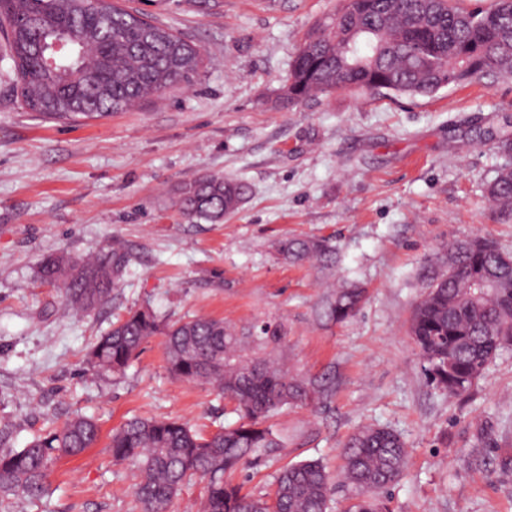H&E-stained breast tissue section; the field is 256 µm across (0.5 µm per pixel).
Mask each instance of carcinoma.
<instances>
[{
	"label": "carcinoma",
	"instance_id": "carcinoma-1",
	"mask_svg": "<svg viewBox=\"0 0 512 512\" xmlns=\"http://www.w3.org/2000/svg\"><path fill=\"white\" fill-rule=\"evenodd\" d=\"M61 34L69 35V51L53 63V41ZM0 41L25 108L66 122L124 112L175 84L188 85L203 64L201 51L182 34L117 0L103 7L96 0H0ZM484 75L512 77V0L485 8L458 0H340L299 48L281 103L338 91L431 96ZM493 135L499 149L512 152L511 129H473L477 140ZM248 194L242 181L205 175L180 188L177 205L191 220L220 223ZM486 196L495 213L512 217L511 165L498 169ZM277 250L292 263L335 262L327 238H285ZM127 262L128 252L114 244L87 258L61 252L44 259L39 277L59 288L68 306L92 313L111 300ZM440 269L412 308L408 334L433 383L461 396L512 345L505 341L512 337V253L491 239L467 237L448 243ZM363 300V289L343 287L329 302V316L351 318ZM152 336L164 337L174 376L212 385L236 403L240 418L207 436L178 419L134 417L113 430L112 461L138 471L140 512H169L192 476L207 479L202 512H330L335 477L357 494L348 512H391L386 491L401 476L407 451L401 436L384 427L366 426L348 437L335 477L318 459L299 461L283 468L262 498L224 479L251 456L281 445L265 425L273 413L312 399L305 382L245 352L251 343L278 344L282 328L263 325L255 336H240L222 319L167 323L144 307L90 345L87 370L124 371ZM99 436L93 418L77 416L19 450L0 449V496L43 497L57 460L81 455Z\"/></svg>",
	"mask_w": 512,
	"mask_h": 512
}]
</instances>
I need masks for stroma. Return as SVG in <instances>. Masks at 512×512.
<instances>
[{
  "mask_svg": "<svg viewBox=\"0 0 512 512\" xmlns=\"http://www.w3.org/2000/svg\"><path fill=\"white\" fill-rule=\"evenodd\" d=\"M199 46L205 63L127 112L76 126L22 107L0 61V448H21L66 419L98 421L99 442L58 460L47 495L8 496L7 512H135L136 471L112 461L108 435L127 419L178 418L202 433L236 424L210 385L173 377L162 337L124 374L86 369L89 345L129 310L166 322L210 316L237 333L282 328L271 353L317 388L268 420L283 443L232 474L263 496L289 464H339L356 429L407 444L392 512H512V347L472 390L430 382L408 334L413 304L449 239L484 236L512 253V222L487 208L506 162L473 127L512 119V78L484 77L435 96L339 92L288 108L277 98L307 32L338 0H124ZM206 174L249 196L223 223L179 210L180 186ZM327 237L336 264H293L284 238ZM118 243L129 262L108 306L65 312L38 277L49 255ZM366 291L359 314H326L343 283Z\"/></svg>",
  "mask_w": 512,
  "mask_h": 512,
  "instance_id": "1",
  "label": "stroma"
}]
</instances>
